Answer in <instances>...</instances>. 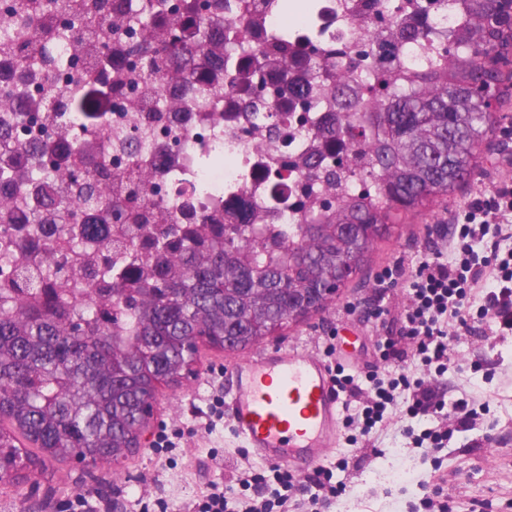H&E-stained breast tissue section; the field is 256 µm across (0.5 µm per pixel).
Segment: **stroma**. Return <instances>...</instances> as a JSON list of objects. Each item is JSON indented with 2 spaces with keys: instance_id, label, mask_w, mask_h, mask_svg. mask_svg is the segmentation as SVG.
Wrapping results in <instances>:
<instances>
[{
  "instance_id": "35a3bbf8",
  "label": "stroma",
  "mask_w": 512,
  "mask_h": 512,
  "mask_svg": "<svg viewBox=\"0 0 512 512\" xmlns=\"http://www.w3.org/2000/svg\"><path fill=\"white\" fill-rule=\"evenodd\" d=\"M508 174L512 162L492 156L485 170L475 171L451 197L391 225L326 309L287 324L267 337L264 347L303 348L355 375L387 370L376 345L398 332L410 276L424 257L446 249L451 213ZM386 267L395 268V275L379 280ZM379 307L384 313L377 318L373 312ZM450 348L454 363L448 372L425 376L424 384L449 402L473 397L479 409L468 425L449 421L453 435L440 453V471L407 449L403 436L405 426H431L432 415H397L384 431L354 444L340 442L324 459L335 481L346 487L324 512H411L425 482L441 487L448 512H512V331L479 324L451 338ZM247 357L199 342L195 376L158 386L157 412L141 448L126 459L89 468L71 459L52 462L21 486L0 485V512H144L159 502L167 503L168 512H191L211 483L234 487L240 468L260 469L264 463L232 443L228 420L218 419L213 408L227 401V368ZM164 432L177 436L176 449L168 453L156 449ZM394 470L402 471L401 481L388 480Z\"/></svg>"
}]
</instances>
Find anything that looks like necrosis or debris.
<instances>
[{"label":"necrosis or debris","instance_id":"4bbe7bcc","mask_svg":"<svg viewBox=\"0 0 512 512\" xmlns=\"http://www.w3.org/2000/svg\"><path fill=\"white\" fill-rule=\"evenodd\" d=\"M233 16L252 17V35L259 42L265 63L293 54L306 41L307 27H285L277 10L267 0H232ZM33 20L17 32L0 35V85H13L15 99L0 101V149L18 152L12 169L16 179L27 181L25 193L14 183L0 184V196L13 203L0 210V222L24 223L33 212L46 223L56 220V203L67 191L56 177L43 176L47 160L73 173L83 172L90 161H105L115 178L109 196L113 206L125 210L121 222L110 224L111 239L124 242L129 230L140 232L141 244L164 233L161 224H140L130 216L128 198L134 194L139 171L152 175V199L170 201L182 224L224 221L226 207L240 200L261 204L272 239L300 224L306 208H319L332 201L326 182H312L299 169L316 145L320 122L331 114L319 98L290 107L285 119L268 118L265 98H254L252 106L224 92V69L244 57L242 44L228 28H214L207 43L211 49L205 65L190 58H174L167 64L163 97H156L138 68L157 46L154 26L140 19L141 0H68L70 15L87 29L76 39L65 30L68 17L43 9L42 0H0V14L15 5ZM121 18L124 25L113 30L104 16ZM383 11L377 0H316L314 22L320 31L317 45L344 52L352 58L366 80H374L376 67L367 40ZM287 38H280V31ZM69 58L65 68L45 72L34 65L18 66L23 52L42 49ZM108 49L110 61L101 75L112 91L100 111L54 112L42 100L41 87L53 84L61 95L75 88H89V67L101 51ZM201 68L210 83L207 104L192 106L195 88L184 82L185 72ZM27 123H19V113ZM124 128L135 135L128 147H112L101 140L99 130Z\"/></svg>","mask_w":512,"mask_h":512}]
</instances>
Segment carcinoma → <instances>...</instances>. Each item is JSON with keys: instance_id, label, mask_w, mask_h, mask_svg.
I'll return each instance as SVG.
<instances>
[{"instance_id": "1", "label": "carcinoma", "mask_w": 512, "mask_h": 512, "mask_svg": "<svg viewBox=\"0 0 512 512\" xmlns=\"http://www.w3.org/2000/svg\"><path fill=\"white\" fill-rule=\"evenodd\" d=\"M462 2L463 17L448 43L413 69L400 61V39H430L432 10L448 9V0H427L406 25L389 6V19L370 43L381 75L377 87L359 81L352 61L320 63L323 50L298 52L295 64L311 66L315 79L288 83L269 101L270 112L330 86L336 123L304 169L315 172L325 154L346 148L355 162H336L326 179L336 203L307 212L295 234L272 243L244 209L229 220L243 229L235 251L226 252L224 225L172 223L151 242L158 265L150 274L143 267L152 262L134 239L112 257L99 256L104 287L95 271L84 272L83 288L61 278L72 270L66 254L46 253L50 263L37 274L26 256L12 260V287L0 288V465L23 455L29 469L75 456L94 466L133 454L143 399L161 383L178 382L190 358L186 345L205 336L221 348L249 349L287 322L288 275L305 288L336 283L341 264L361 267L373 246L366 225L427 209L466 180L481 163L478 145L493 133L490 101L478 90L512 94L500 66L512 55V28L486 23L496 0ZM31 23L23 11L0 17V28ZM224 23L221 3L208 14L187 6L186 35L170 32L157 56L141 62L144 78L161 92L166 61L205 55L208 30ZM224 90L252 96L232 70ZM108 176L101 163L69 174L80 187L58 202L64 223H76L94 202L103 221L112 218V203L96 190ZM351 178L374 182V192H348ZM24 441L32 447H20Z\"/></svg>"}]
</instances>
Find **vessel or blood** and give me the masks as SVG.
Returning a JSON list of instances; mask_svg holds the SVG:
<instances>
[{"label":"vessel or blood","instance_id":"vessel-or-blood-1","mask_svg":"<svg viewBox=\"0 0 512 512\" xmlns=\"http://www.w3.org/2000/svg\"><path fill=\"white\" fill-rule=\"evenodd\" d=\"M230 373V427L254 457L301 466L337 446L342 399L320 357L277 349L231 366Z\"/></svg>","mask_w":512,"mask_h":512}]
</instances>
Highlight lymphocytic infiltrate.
<instances>
[{
  "instance_id": "lymphocytic-infiltrate-1",
  "label": "lymphocytic infiltrate",
  "mask_w": 512,
  "mask_h": 512,
  "mask_svg": "<svg viewBox=\"0 0 512 512\" xmlns=\"http://www.w3.org/2000/svg\"><path fill=\"white\" fill-rule=\"evenodd\" d=\"M454 233L447 251H437L422 261L409 282V302L399 317L401 335L409 337L412 351L401 350L396 338L386 337L377 349L383 359L409 362L414 374L390 373L364 377L335 373L339 392L357 400L353 414L343 419L345 427L367 434L385 425L399 407L409 414L433 413L435 422L421 431L407 429L414 448L423 456L448 443V415L468 408L466 399L453 403L435 398L425 389L419 371L444 375L452 360L448 351L450 329L464 323V304L483 294L481 316L492 326L512 330V250H498L500 240L512 238V178L502 179L492 189L478 190L469 205L450 219ZM276 487H266L262 500L230 499L228 490L211 484L194 512H319L321 505L338 496L329 469H316L306 481L288 471L277 472Z\"/></svg>"
}]
</instances>
